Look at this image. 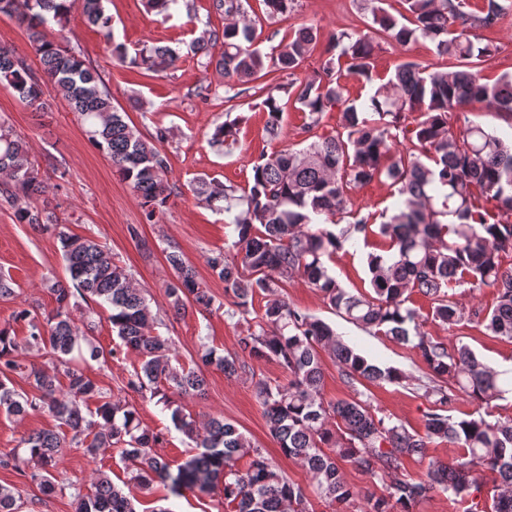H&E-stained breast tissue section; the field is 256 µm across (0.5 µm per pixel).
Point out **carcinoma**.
<instances>
[{
    "label": "carcinoma",
    "instance_id": "1",
    "mask_svg": "<svg viewBox=\"0 0 512 512\" xmlns=\"http://www.w3.org/2000/svg\"><path fill=\"white\" fill-rule=\"evenodd\" d=\"M262 2L269 18L286 17L294 7V0ZM352 2L368 18L367 32L331 33L320 70L312 77L300 78L297 72L318 43L319 29L291 28L271 52H264L255 44L260 18L249 16L242 0H212L215 12L224 16V29L205 31L192 42L193 51L205 58L202 66L213 65L224 76L227 100L251 90L261 99L270 139L282 133V97L298 103L307 117L301 133L308 143L255 157L251 182L242 193L214 179L188 184L195 197L229 215L237 233L236 257L219 250L206 258L211 274L224 282V297L241 314L255 295L266 299L256 328L240 336L237 349L227 355L203 345L193 366L172 364L168 339L151 331L155 316L144 290L134 287L99 242L69 234L54 211L33 206L45 192L44 182L25 143L0 121V174L10 181L0 188V196L19 223L36 231L56 228L73 284L71 289L58 282L50 285L57 306L42 318L25 307L16 310L14 320L27 327L24 346L0 327V413L23 417L46 410L58 421L57 429L36 430L22 439L27 458L0 456V468L39 464L41 471L31 479L51 494L58 491L54 472L63 448L82 446L90 455L121 448L122 459L132 468L130 482L122 489L100 473L85 493L68 483L75 489L76 512H136L137 492L155 482L175 495L219 491L232 512H309L311 492L337 506L361 497L365 512H413L416 503L438 491L465 500L480 491L485 477L492 483L489 512H512V419H486L491 403L507 392V382L468 345L449 347L425 332L419 314L406 306L417 293L431 301L427 318L437 324L474 321L493 336L512 339V270L502 269L500 261V252L512 248V145L507 136L480 124L468 121L455 130L448 122L449 113L477 103L512 118V75L502 74L490 84L470 66L474 58L491 59L492 47L481 44L477 31L493 29L503 8L499 0H483L475 12L466 10V0H402L405 12L395 16L382 7V0ZM76 10L88 24L111 33L104 0H0V14L17 18L31 31L43 73L38 78L12 48L0 44V86L38 107L43 85L52 84L152 222L171 197L182 193V186L169 182L168 160L157 147L168 141L170 131L158 127L149 139L137 134L125 121L126 113L112 103L97 68L64 45L65 24ZM376 35L400 46L428 39L438 54L464 62L463 68L443 72L402 63L358 107L344 98L340 79L346 72L373 81ZM215 47L220 48L217 54L211 52ZM113 57L160 72L175 67L179 52L154 45L131 56L124 44L116 43ZM334 107L341 112L340 130L314 133L323 112ZM408 113L417 114L409 126ZM240 121L236 117L217 125L210 142L233 145ZM399 133L410 144L404 152L392 148ZM375 180L394 188L398 197L393 211L380 214L379 234L389 240L391 253L368 255L371 292L354 294L329 273L325 260L367 235L373 215L350 209L349 191ZM491 201L492 213L484 206ZM325 224L338 230L325 229ZM165 260L177 275L166 289L174 314L190 307L212 310L214 296L183 253L171 247ZM295 274L318 289L337 315L420 355L428 369L424 395L435 397L424 433L377 416L358 390L349 399H322L324 352L352 388L366 382L399 384L408 376L368 360L340 341L331 325L288 304L279 288L283 278ZM463 285L496 288V304L465 311L448 293ZM76 295L111 310L112 331L140 360L128 387L150 392L167 408L172 394L202 395L210 367L230 377L246 369L247 357L276 360L288 373V384L260 379L256 393L270 436L286 458L307 470L312 491L288 480L263 449L222 416L200 425L181 407L172 408L175 429L195 443L197 453L182 464L159 455L155 448L161 434L142 423L135 406L112 399L84 373L81 364L104 361L106 355L90 336L96 327L92 316L80 325L71 318L70 302ZM23 348L47 351L52 366L24 365ZM59 365L68 379L64 395L58 394ZM21 370L35 390L30 396L11 386L12 373ZM460 394L476 402L477 409L455 419L445 411ZM90 399L97 406L87 416L82 404ZM436 439L458 444L465 456L429 462L426 477L419 480L407 477L403 459H425ZM243 457L248 458L244 470L238 467ZM341 462L376 479L383 493L347 483ZM19 498L11 487L0 485V512H18Z\"/></svg>",
    "mask_w": 512,
    "mask_h": 512
}]
</instances>
